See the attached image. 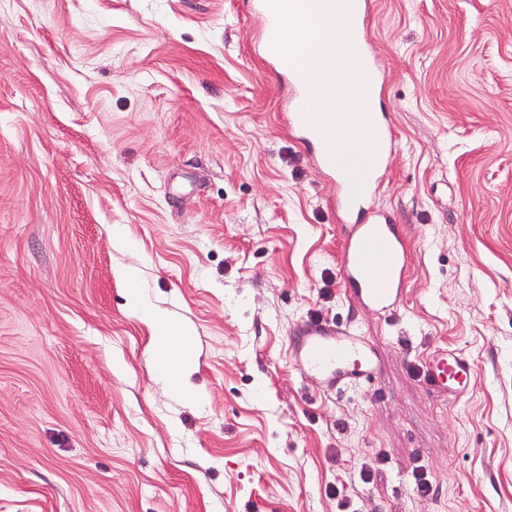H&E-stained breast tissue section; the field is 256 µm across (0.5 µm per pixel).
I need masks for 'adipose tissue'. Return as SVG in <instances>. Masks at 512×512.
<instances>
[{"label": "adipose tissue", "mask_w": 512, "mask_h": 512, "mask_svg": "<svg viewBox=\"0 0 512 512\" xmlns=\"http://www.w3.org/2000/svg\"><path fill=\"white\" fill-rule=\"evenodd\" d=\"M294 25L291 39L301 45L305 60L311 62L333 53L331 42L322 35L324 22L321 16L306 14L304 19L295 20ZM142 318L150 329L161 373L176 386L180 395H188L185 377L193 363L191 328L154 306L143 309Z\"/></svg>", "instance_id": "adipose-tissue-1"}]
</instances>
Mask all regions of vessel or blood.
I'll use <instances>...</instances> for the list:
<instances>
[{
	"label": "vessel or blood",
	"instance_id": "1",
	"mask_svg": "<svg viewBox=\"0 0 512 512\" xmlns=\"http://www.w3.org/2000/svg\"><path fill=\"white\" fill-rule=\"evenodd\" d=\"M252 9L262 24L265 54L288 73L293 90L287 101L288 121L314 148L318 166L336 183L348 221L341 280L363 306L392 312L401 300L407 256L397 226L366 208L369 194L388 167L392 143L389 118L375 110L380 72L364 55L367 0H345L342 7L326 9V20L344 52L326 63L320 89L314 86L308 69L300 65V51L288 37L289 25L297 15L293 0H252ZM319 94L325 106L311 108L310 98ZM368 143L373 152L365 151ZM294 343L299 370L319 379L327 390L364 385L375 374L373 351L353 329L336 322L309 320ZM473 373L464 354L439 350L426 362L424 379L434 390L458 394L465 391Z\"/></svg>",
	"mask_w": 512,
	"mask_h": 512
}]
</instances>
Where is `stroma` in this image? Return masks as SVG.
<instances>
[{"label": "stroma", "mask_w": 512, "mask_h": 512, "mask_svg": "<svg viewBox=\"0 0 512 512\" xmlns=\"http://www.w3.org/2000/svg\"><path fill=\"white\" fill-rule=\"evenodd\" d=\"M256 28L247 0H0V512H512V0L369 9L390 315L341 283L336 184ZM128 266L193 330L192 397ZM316 315L374 350L369 384L300 374ZM439 348L473 365L461 399L424 380Z\"/></svg>", "instance_id": "stroma-1"}]
</instances>
